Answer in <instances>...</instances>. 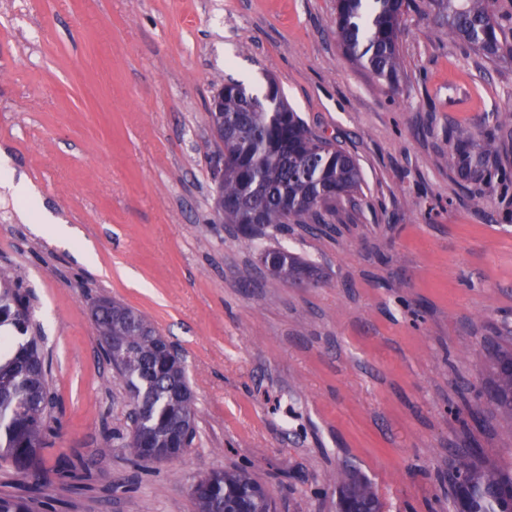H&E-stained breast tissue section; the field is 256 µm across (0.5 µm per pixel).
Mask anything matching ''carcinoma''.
<instances>
[{"instance_id": "cac0c4a2", "label": "carcinoma", "mask_w": 512, "mask_h": 512, "mask_svg": "<svg viewBox=\"0 0 512 512\" xmlns=\"http://www.w3.org/2000/svg\"><path fill=\"white\" fill-rule=\"evenodd\" d=\"M445 35L485 56L511 52L495 0H431ZM405 0H336V34L345 55L378 81L394 85L404 68L399 49ZM224 125V220L247 237L267 229L300 224L310 230L326 223L336 205L351 199L361 185L355 158L313 132L288 104L277 83L254 94L243 84H224V111L210 114ZM495 140L478 147L460 144L452 161L459 174L488 176L497 154ZM274 275L286 279L300 269L298 259L277 248ZM93 321L105 359L123 379L129 394L131 430L123 447L142 460L176 459L191 445L196 408L181 357L171 352L152 323L138 311L114 301L93 303ZM31 306L14 287L12 274L0 269V460L25 477L24 493L0 497V512H33L48 477L38 455L52 432L55 397L48 384L42 337L30 336ZM512 350L499 347L492 362L488 396L512 417ZM85 462L66 461L61 475L81 480ZM463 485L452 486L454 507L468 499L470 512H504L501 493L512 485V465L472 462L463 465ZM339 498L381 512L370 482L351 470L337 475ZM198 512H276L273 495L242 469L214 471L192 486Z\"/></svg>"}]
</instances>
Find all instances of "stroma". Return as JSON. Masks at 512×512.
<instances>
[{"label": "stroma", "mask_w": 512, "mask_h": 512, "mask_svg": "<svg viewBox=\"0 0 512 512\" xmlns=\"http://www.w3.org/2000/svg\"><path fill=\"white\" fill-rule=\"evenodd\" d=\"M408 2L391 87L344 56L336 0H0V161L79 233H34L32 204L0 191V267L31 291L59 400L40 512H196L192 485L235 467L277 512H336L343 468L382 512H453L448 473L472 449L512 462V419L486 395L491 352L512 346V147L489 179L451 162L512 112V56L455 42L430 0ZM271 79L362 181L322 231L250 240L216 209L207 108L227 81ZM277 247L299 277L259 267ZM100 297L183 358L197 416L182 457L122 448ZM79 459L86 480L59 475Z\"/></svg>", "instance_id": "1"}]
</instances>
